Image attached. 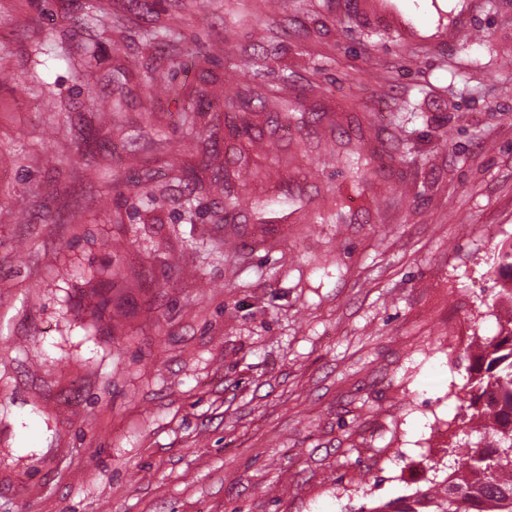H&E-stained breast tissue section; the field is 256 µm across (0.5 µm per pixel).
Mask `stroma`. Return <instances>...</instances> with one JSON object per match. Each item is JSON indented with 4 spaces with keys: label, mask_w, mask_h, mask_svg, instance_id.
<instances>
[{
    "label": "stroma",
    "mask_w": 512,
    "mask_h": 512,
    "mask_svg": "<svg viewBox=\"0 0 512 512\" xmlns=\"http://www.w3.org/2000/svg\"><path fill=\"white\" fill-rule=\"evenodd\" d=\"M85 6L0 0V512H370L447 477L502 318L512 0ZM244 81L273 174L227 224Z\"/></svg>",
    "instance_id": "35a3bbf8"
}]
</instances>
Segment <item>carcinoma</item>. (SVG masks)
<instances>
[{"mask_svg": "<svg viewBox=\"0 0 512 512\" xmlns=\"http://www.w3.org/2000/svg\"><path fill=\"white\" fill-rule=\"evenodd\" d=\"M238 208L239 196L224 192V223L235 221ZM466 357L460 408L476 424L478 446L454 449V465L440 483L371 512H512V317ZM489 390L498 393L497 403L483 402Z\"/></svg>", "mask_w": 512, "mask_h": 512, "instance_id": "obj_1", "label": "carcinoma"}]
</instances>
